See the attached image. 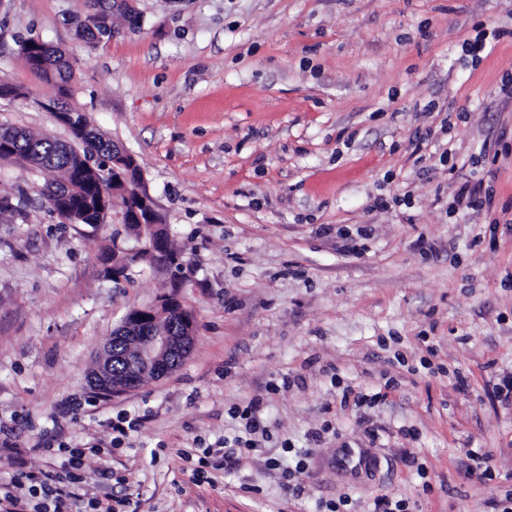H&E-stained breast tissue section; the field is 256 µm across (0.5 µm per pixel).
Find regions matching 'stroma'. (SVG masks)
<instances>
[{
	"label": "stroma",
	"instance_id": "1",
	"mask_svg": "<svg viewBox=\"0 0 512 512\" xmlns=\"http://www.w3.org/2000/svg\"><path fill=\"white\" fill-rule=\"evenodd\" d=\"M89 46L86 0H0V123L64 137L20 54L74 67L68 100L138 160L183 286L112 279L124 225L62 224L44 175L0 158V462L125 512H494L512 498V0H137ZM497 207L456 205L461 185ZM176 297L193 348L167 376L93 394L135 307ZM260 402L264 431L238 414ZM367 449L371 469L343 466ZM490 455L470 480L466 449Z\"/></svg>",
	"mask_w": 512,
	"mask_h": 512
}]
</instances>
